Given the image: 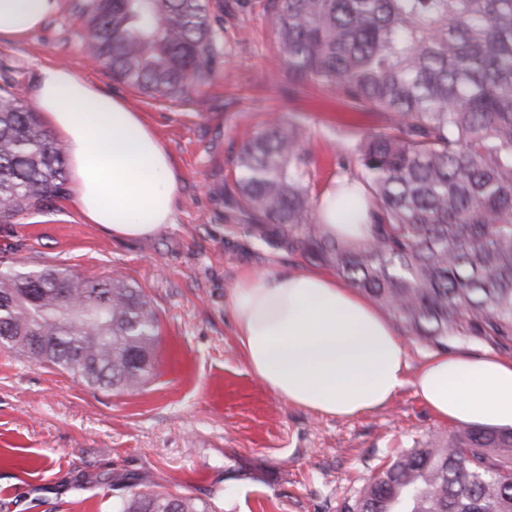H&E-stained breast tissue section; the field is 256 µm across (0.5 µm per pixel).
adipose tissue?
Masks as SVG:
<instances>
[{"label":"adipose tissue","instance_id":"adipose-tissue-1","mask_svg":"<svg viewBox=\"0 0 512 512\" xmlns=\"http://www.w3.org/2000/svg\"><path fill=\"white\" fill-rule=\"evenodd\" d=\"M59 0H0V44H21L57 12ZM64 148L72 202L117 239L153 236L174 221V160L139 113L71 68H39L31 90ZM318 217L337 237L370 236L368 205L355 221L318 196ZM236 339L249 371L288 404L349 419L412 387L440 419L512 427V361L434 354L410 372L394 323L347 282L319 270L242 274L231 293Z\"/></svg>","mask_w":512,"mask_h":512}]
</instances>
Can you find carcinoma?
Segmentation results:
<instances>
[{
	"mask_svg": "<svg viewBox=\"0 0 512 512\" xmlns=\"http://www.w3.org/2000/svg\"><path fill=\"white\" fill-rule=\"evenodd\" d=\"M296 84L379 112L347 147L372 236L318 220L305 128L273 120L242 146L227 199L261 239L300 250L431 348L512 351V0H271ZM88 56L149 95L175 97L222 64L209 0H85ZM67 180L64 149L19 91L0 95V224ZM160 318L144 292L66 268H0V348L124 391L153 375ZM113 512H213L134 493ZM341 512H512V429L467 425L396 456Z\"/></svg>",
	"mask_w": 512,
	"mask_h": 512,
	"instance_id": "1",
	"label": "carcinoma"
}]
</instances>
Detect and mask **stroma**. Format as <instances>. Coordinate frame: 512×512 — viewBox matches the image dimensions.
<instances>
[{"label": "stroma", "instance_id": "stroma-1", "mask_svg": "<svg viewBox=\"0 0 512 512\" xmlns=\"http://www.w3.org/2000/svg\"><path fill=\"white\" fill-rule=\"evenodd\" d=\"M82 4L59 0L27 42L0 45V87L30 92L40 66L60 63L140 112L181 179L174 222L148 239H115L85 223L65 193L0 224V256L141 288L161 316L155 372L111 392L0 349V512H112L113 502L152 491L215 512H339L396 455L457 424L409 387L338 419L291 406L254 377L236 342L235 281L309 264L228 220L224 196L242 144L271 118L305 127L316 193L343 178L347 146L382 115L290 83L268 0H224L221 69L173 98L133 89L86 56ZM228 378L261 393L263 406L219 399Z\"/></svg>", "mask_w": 512, "mask_h": 512}]
</instances>
